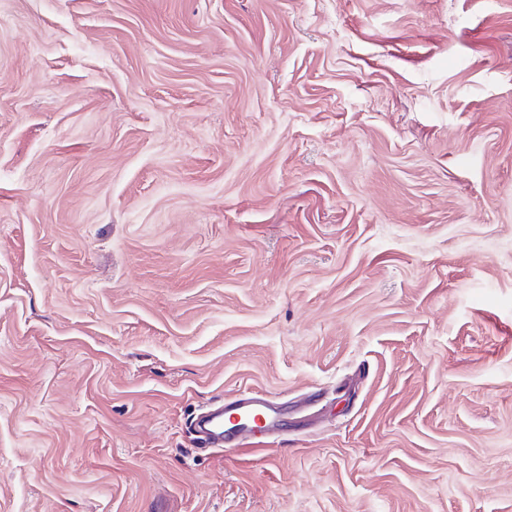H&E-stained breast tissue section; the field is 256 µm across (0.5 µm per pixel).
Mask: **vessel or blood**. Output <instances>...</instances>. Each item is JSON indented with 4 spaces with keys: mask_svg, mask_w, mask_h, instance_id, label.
I'll list each match as a JSON object with an SVG mask.
<instances>
[{
    "mask_svg": "<svg viewBox=\"0 0 512 512\" xmlns=\"http://www.w3.org/2000/svg\"><path fill=\"white\" fill-rule=\"evenodd\" d=\"M278 419L257 398L242 394L230 403L193 420L192 427L205 447L231 448L250 439L259 427L277 426Z\"/></svg>",
    "mask_w": 512,
    "mask_h": 512,
    "instance_id": "obj_1",
    "label": "vessel or blood"
}]
</instances>
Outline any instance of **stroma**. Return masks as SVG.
Returning <instances> with one entry per match:
<instances>
[{"mask_svg":"<svg viewBox=\"0 0 512 512\" xmlns=\"http://www.w3.org/2000/svg\"><path fill=\"white\" fill-rule=\"evenodd\" d=\"M0 512H512V0H0ZM250 394H241L191 422L205 448H231L250 439L261 427L257 416L262 417L264 428L279 425L278 417L269 413L272 410Z\"/></svg>","mask_w":512,"mask_h":512,"instance_id":"stroma-1","label":"stroma"}]
</instances>
